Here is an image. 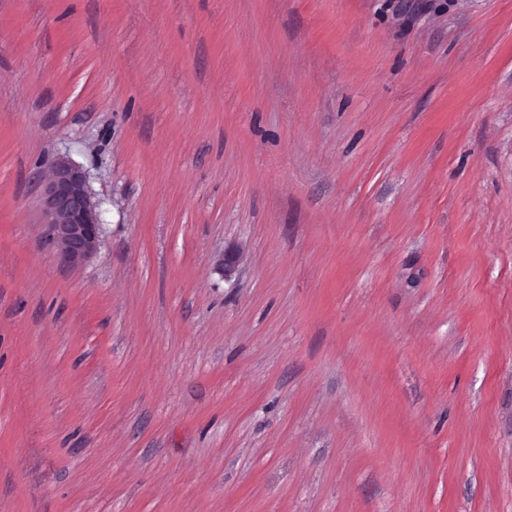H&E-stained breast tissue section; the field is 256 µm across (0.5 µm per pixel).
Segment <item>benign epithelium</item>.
Segmentation results:
<instances>
[{"label":"benign epithelium","mask_w":512,"mask_h":512,"mask_svg":"<svg viewBox=\"0 0 512 512\" xmlns=\"http://www.w3.org/2000/svg\"><path fill=\"white\" fill-rule=\"evenodd\" d=\"M43 213L62 261L78 264L93 255L101 222L82 168L65 160L55 164L43 192Z\"/></svg>","instance_id":"obj_1"}]
</instances>
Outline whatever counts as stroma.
Segmentation results:
<instances>
[{"label": "stroma", "mask_w": 512, "mask_h": 512, "mask_svg": "<svg viewBox=\"0 0 512 512\" xmlns=\"http://www.w3.org/2000/svg\"><path fill=\"white\" fill-rule=\"evenodd\" d=\"M0 512H512V0H0ZM43 213L62 261L78 264L93 255L102 224L82 168L65 160L55 164L43 192Z\"/></svg>", "instance_id": "stroma-1"}]
</instances>
